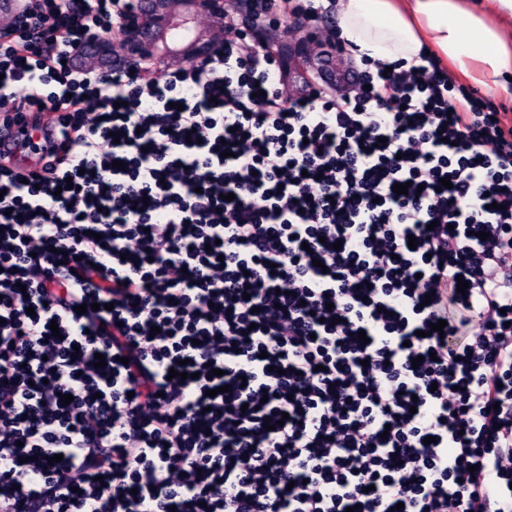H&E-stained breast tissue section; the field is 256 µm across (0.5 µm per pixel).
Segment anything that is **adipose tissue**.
<instances>
[{
  "label": "adipose tissue",
  "instance_id": "1",
  "mask_svg": "<svg viewBox=\"0 0 512 512\" xmlns=\"http://www.w3.org/2000/svg\"><path fill=\"white\" fill-rule=\"evenodd\" d=\"M355 60L399 72L433 54L488 93L512 92V0H334Z\"/></svg>",
  "mask_w": 512,
  "mask_h": 512
}]
</instances>
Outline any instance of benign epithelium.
I'll list each match as a JSON object with an SVG mask.
<instances>
[{
  "mask_svg": "<svg viewBox=\"0 0 512 512\" xmlns=\"http://www.w3.org/2000/svg\"><path fill=\"white\" fill-rule=\"evenodd\" d=\"M179 0H142L140 8L124 17V39L120 46L108 40H98L86 46H80L75 52L74 61L79 66L95 70L100 76H109L113 72L130 71L138 75L141 64L154 60L156 69L162 72L170 67L169 58L161 55L153 58L151 48L156 46L165 22L163 11ZM198 6L196 15L224 18V0H184ZM222 49L216 39L204 41L197 39L194 52L202 61H208ZM279 55L283 77L290 83L307 84L322 77L330 85L341 90L344 87L345 70L334 69L330 64L334 56L325 54L319 57L311 55L308 48L301 44L279 43Z\"/></svg>",
  "mask_w": 512,
  "mask_h": 512,
  "instance_id": "benign-epithelium-1",
  "label": "benign epithelium"
}]
</instances>
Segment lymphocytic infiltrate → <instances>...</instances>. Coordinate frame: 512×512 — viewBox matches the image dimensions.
I'll return each instance as SVG.
<instances>
[{
    "mask_svg": "<svg viewBox=\"0 0 512 512\" xmlns=\"http://www.w3.org/2000/svg\"><path fill=\"white\" fill-rule=\"evenodd\" d=\"M20 2L0 512H512V122L426 54L288 93L250 31L317 0H252L212 61L100 82L73 51L140 0Z\"/></svg>",
    "mask_w": 512,
    "mask_h": 512,
    "instance_id": "f902f5d3",
    "label": "lymphocytic infiltrate"
}]
</instances>
